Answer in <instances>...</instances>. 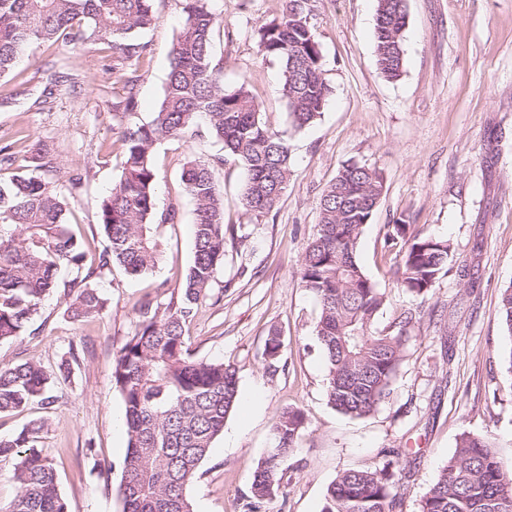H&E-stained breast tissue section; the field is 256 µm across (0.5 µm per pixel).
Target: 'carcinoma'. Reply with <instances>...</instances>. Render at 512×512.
<instances>
[{
    "label": "carcinoma",
    "instance_id": "carcinoma-1",
    "mask_svg": "<svg viewBox=\"0 0 512 512\" xmlns=\"http://www.w3.org/2000/svg\"><path fill=\"white\" fill-rule=\"evenodd\" d=\"M153 2L0 0V78L29 56L32 47L59 41L75 48L98 41L112 52V72L135 73L149 54V44L140 35L152 24ZM214 2L183 0L167 82L151 122L128 123L137 108V77L126 78L112 94L121 175L98 205L101 249L89 252L65 218L69 199L87 176L72 174L64 183L50 177L43 145L27 149L9 178L0 180V343L22 336L53 292L65 300L70 318L85 320L106 307L96 284L103 270L118 265L136 278L157 267L162 250L153 226L176 219L175 207L162 213L155 208L153 155L161 140H181L204 122L224 152L246 171L239 194L242 208L257 219L278 208L288 190V139L267 124L246 83L224 86L222 66L213 56ZM407 26V0H377L375 53L389 80L403 72ZM258 48L262 56L280 63V90L290 125L298 130L314 123L331 88L302 0H285L280 15L258 31ZM181 182L196 205L193 262L168 301L141 306V320L112 362L127 434L119 484L123 512H192L187 487L239 402L235 368L195 359L186 339L187 325L224 265V192L211 163L199 158L185 162ZM383 190L379 171L355 163L343 166L321 197L319 224L300 262L301 282L319 305L315 332L327 365L328 402L353 418L374 413L390 393L411 323L405 316L395 333L372 330L384 294L362 269L357 247ZM388 228V246L402 256L397 283L427 297L448 273V241L411 233L410 225L402 222ZM63 268L72 278L61 283ZM499 311L512 339V285L502 289ZM282 347L280 333L271 332L265 342L267 357L278 359ZM81 352L83 347L69 343L59 371L70 372ZM52 385L53 373L39 363L0 367V413L22 412L35 403L43 410L16 434L0 439V464L10 466L18 485L16 498L0 512H68L56 470L41 449L56 402ZM306 427V415L298 408L278 415L273 446L253 474V498L264 500L279 490L292 448ZM400 506L388 468L378 466L339 473L321 512H397ZM421 512H512V472L503 468L489 437L461 434Z\"/></svg>",
    "mask_w": 512,
    "mask_h": 512
}]
</instances>
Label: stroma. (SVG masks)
<instances>
[{
	"mask_svg": "<svg viewBox=\"0 0 512 512\" xmlns=\"http://www.w3.org/2000/svg\"><path fill=\"white\" fill-rule=\"evenodd\" d=\"M332 94L320 118L296 130L279 92L280 64L258 51L257 30L277 17L280 0H218L214 55L224 85L247 84L268 124L288 138L289 187L278 208L255 218L239 203L245 173L223 156L207 129L154 148L156 209L179 208L159 228L162 259L133 278L121 267L97 284L109 303L97 318L76 321L50 294L20 338L0 344V365L35 361L56 370L69 342L83 344L78 363L58 376L43 451L58 475L69 512H122L117 487L127 451L116 423L124 404L112 359L139 320L144 300L167 301L193 260L195 205L180 175L187 157L214 160L224 191V265L188 325L196 358L232 365L241 399L260 393L250 413L234 409L187 489L194 512H247L251 483L272 446L278 414L307 416L281 490L260 512H320L343 470L390 465L399 473L402 512L421 501L462 433L491 434L512 469V338L498 311L512 285V0H408L405 62L387 80L374 52L376 0H307ZM143 33L151 54L140 65L134 123L151 121L168 73L182 0H154ZM38 65L64 75L51 98L37 65L21 60L0 80V147L45 144L59 176L88 169L68 220L91 245L101 242L97 206L118 179L121 155L112 133V54L99 45L76 51L59 43L36 49ZM358 163L379 170L384 193L358 242L359 262L385 303L375 330L401 314L414 321L390 396L365 418L338 412L325 394L326 365L314 332L319 306L300 279V256L319 222L321 195L338 170ZM448 240V272L427 298L400 288V261L384 245L389 224ZM278 331L279 359L265 354ZM112 465L110 477L100 462Z\"/></svg>",
	"mask_w": 512,
	"mask_h": 512,
	"instance_id": "stroma-1",
	"label": "stroma"
}]
</instances>
